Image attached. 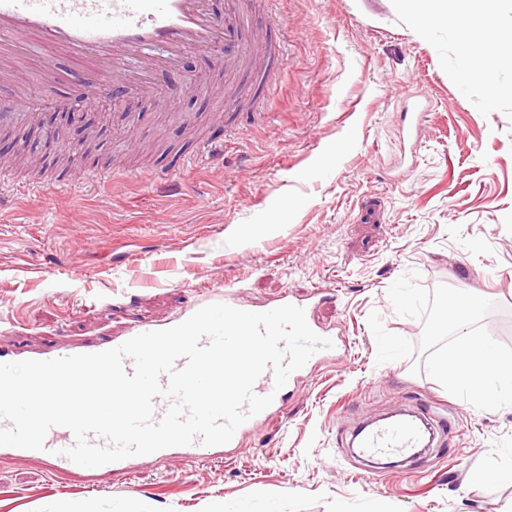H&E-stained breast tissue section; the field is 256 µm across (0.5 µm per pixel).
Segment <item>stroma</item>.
Segmentation results:
<instances>
[{
  "label": "stroma",
  "instance_id": "obj_1",
  "mask_svg": "<svg viewBox=\"0 0 512 512\" xmlns=\"http://www.w3.org/2000/svg\"><path fill=\"white\" fill-rule=\"evenodd\" d=\"M276 13L288 55L255 122L219 123L227 76L187 54L201 91L159 74L152 96L105 99L91 151L68 174L55 150L0 142V347L52 351L102 343L137 324L181 317L215 284L263 305L282 294L333 293L318 319L347 350L289 387L283 414L243 445L207 459L139 463L76 477L0 454V512H506L512 506V406L480 410L429 377L422 355L377 364L367 319L412 342L419 319L397 314L389 287L417 272L492 300L500 339L512 321V67L461 81L454 26L415 31L399 0H259ZM31 49L39 104L28 140L66 127L46 58ZM423 111L417 131L403 123ZM220 140L224 160L171 171L168 156ZM43 166L12 164L17 151ZM432 403L448 417L410 468L365 482L347 448L363 419ZM485 480H476V473Z\"/></svg>",
  "mask_w": 512,
  "mask_h": 512
}]
</instances>
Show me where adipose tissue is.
<instances>
[{"mask_svg":"<svg viewBox=\"0 0 512 512\" xmlns=\"http://www.w3.org/2000/svg\"><path fill=\"white\" fill-rule=\"evenodd\" d=\"M413 25L416 31H424L435 23L448 22L456 26L458 52L463 61V77L486 76L499 68L512 64V58L500 52L488 51L487 46L499 42L500 36L492 24L486 6L490 0H480L485 9L481 14L480 27H473L468 16L460 9L461 0H410Z\"/></svg>","mask_w":512,"mask_h":512,"instance_id":"obj_1","label":"adipose tissue"}]
</instances>
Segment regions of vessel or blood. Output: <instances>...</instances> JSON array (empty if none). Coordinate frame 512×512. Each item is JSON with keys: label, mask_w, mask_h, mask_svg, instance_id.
<instances>
[{"label": "vessel or blood", "mask_w": 512, "mask_h": 512, "mask_svg": "<svg viewBox=\"0 0 512 512\" xmlns=\"http://www.w3.org/2000/svg\"><path fill=\"white\" fill-rule=\"evenodd\" d=\"M256 41V33L245 24L243 0H227L220 16L210 11L207 0H0V81L18 77L27 68L23 57L8 53V46L54 45L95 67L92 78L72 81L61 97L62 103L78 107L92 99L143 97L152 91L155 72L174 71L190 51L213 52L218 65L245 68L251 86L261 89L263 74L248 66ZM156 47L162 50L160 56L144 58L146 49ZM34 105V98L25 92L0 97V115L26 114ZM324 298L320 292L315 302L303 305L309 327L333 342L332 348L310 357L313 365L337 358L345 347L339 332L315 319V303ZM202 303H223L237 309L242 306L237 289L230 285L207 289ZM253 390L259 395L273 394L274 399L236 430L228 449L239 448L244 436L257 425L275 421L283 413L284 395L275 392L272 371H265ZM447 427V420L438 416L427 422L409 412H397L364 422L353 441L364 459L407 460L418 454L428 434ZM74 442L70 429L55 427L49 430L44 449L12 447L8 453L37 458L57 474L77 475L83 473V466L62 454ZM211 454V447L197 440L187 446L159 450L151 458L160 461L178 457L191 462Z\"/></svg>", "instance_id": "obj_1"}]
</instances>
